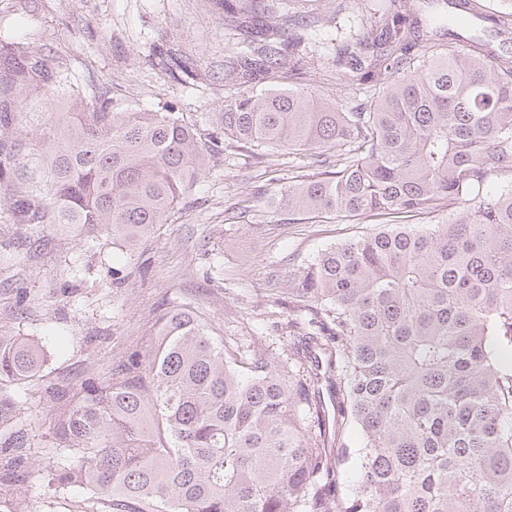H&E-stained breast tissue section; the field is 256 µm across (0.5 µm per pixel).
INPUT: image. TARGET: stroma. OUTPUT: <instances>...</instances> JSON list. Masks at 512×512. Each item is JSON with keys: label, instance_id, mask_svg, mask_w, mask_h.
I'll return each mask as SVG.
<instances>
[{"label": "stroma", "instance_id": "obj_1", "mask_svg": "<svg viewBox=\"0 0 512 512\" xmlns=\"http://www.w3.org/2000/svg\"><path fill=\"white\" fill-rule=\"evenodd\" d=\"M24 2L0 0V27H20L28 41L67 55L78 82L106 88L118 104L176 112L196 124L238 92L224 78V13L212 0H37L32 11ZM471 4L458 36L480 33L491 49H512V32L483 31L480 15L497 0ZM381 7V0H275L277 22L305 41L267 86L309 87L321 73V94L342 101L348 87L333 64L336 40ZM165 41L194 79L175 81L153 65L152 50ZM305 161L284 151L260 159L227 146L169 223L132 253L77 224H15L0 212V334L38 338L48 356L39 380L12 390L15 426L31 439L34 472L21 486L27 512H106L82 489L50 483L59 450L45 391L108 375L165 308L194 302L214 335L287 354L288 292L270 283V269L289 273L358 233L354 224H292L274 209ZM116 267L127 275L119 288Z\"/></svg>", "mask_w": 512, "mask_h": 512}]
</instances>
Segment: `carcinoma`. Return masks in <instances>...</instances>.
<instances>
[{
    "instance_id": "obj_1",
    "label": "carcinoma",
    "mask_w": 512,
    "mask_h": 512,
    "mask_svg": "<svg viewBox=\"0 0 512 512\" xmlns=\"http://www.w3.org/2000/svg\"><path fill=\"white\" fill-rule=\"evenodd\" d=\"M389 3L336 45V68L370 83L350 107L264 87L302 38H284L269 0H216L240 35L224 136L308 155L278 201L292 223L373 229L288 280L286 358L211 335L182 303L109 378L53 389L59 487L109 512H512V189L486 190L512 184V54H483L476 36L447 48L457 13L431 22ZM157 58L191 75L172 49ZM222 137L120 107L59 53L0 30V208L20 224H81L136 248ZM46 362L36 339L0 335V485L28 472L10 389ZM0 512H24L22 496L0 489Z\"/></svg>"
}]
</instances>
